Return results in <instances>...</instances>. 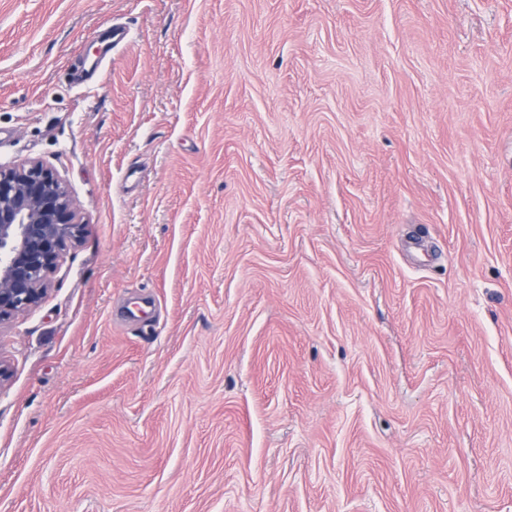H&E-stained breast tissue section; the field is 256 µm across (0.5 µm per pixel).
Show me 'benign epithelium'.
Masks as SVG:
<instances>
[{"label": "benign epithelium", "instance_id": "7a95c632", "mask_svg": "<svg viewBox=\"0 0 512 512\" xmlns=\"http://www.w3.org/2000/svg\"><path fill=\"white\" fill-rule=\"evenodd\" d=\"M82 230L67 186L51 168L38 161L0 166V325L42 301Z\"/></svg>", "mask_w": 512, "mask_h": 512}]
</instances>
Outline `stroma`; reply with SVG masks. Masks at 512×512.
I'll use <instances>...</instances> for the list:
<instances>
[{"mask_svg": "<svg viewBox=\"0 0 512 512\" xmlns=\"http://www.w3.org/2000/svg\"><path fill=\"white\" fill-rule=\"evenodd\" d=\"M29 160L0 512H512V0H0ZM83 225L51 168L38 161L0 166V325L42 301Z\"/></svg>", "mask_w": 512, "mask_h": 512, "instance_id": "35a3bbf8", "label": "stroma"}]
</instances>
